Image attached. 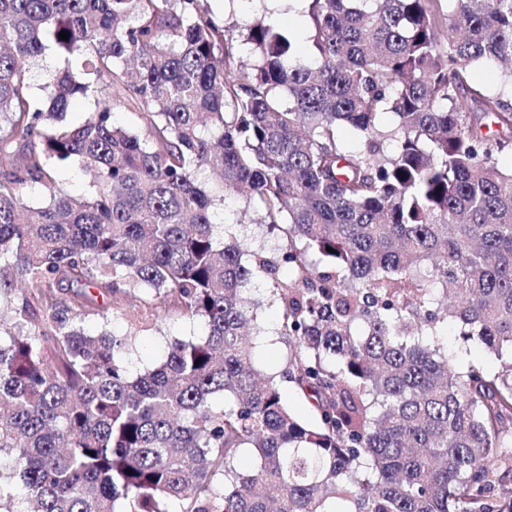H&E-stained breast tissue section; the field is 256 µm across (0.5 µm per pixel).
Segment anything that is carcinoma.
<instances>
[{
  "label": "carcinoma",
  "mask_w": 512,
  "mask_h": 512,
  "mask_svg": "<svg viewBox=\"0 0 512 512\" xmlns=\"http://www.w3.org/2000/svg\"><path fill=\"white\" fill-rule=\"evenodd\" d=\"M305 2L302 54L205 0H0L3 512H512L493 471L512 453V99L468 84L491 64L512 90V0ZM73 161L86 194L31 201ZM243 193L277 255L214 222ZM254 275L279 302L277 377L253 364ZM93 289L205 332L134 374V336L82 326ZM451 321L502 369L457 366ZM281 391L285 403L295 416L304 420L313 419L309 403L291 384L287 382L282 383Z\"/></svg>",
  "instance_id": "obj_1"
}]
</instances>
